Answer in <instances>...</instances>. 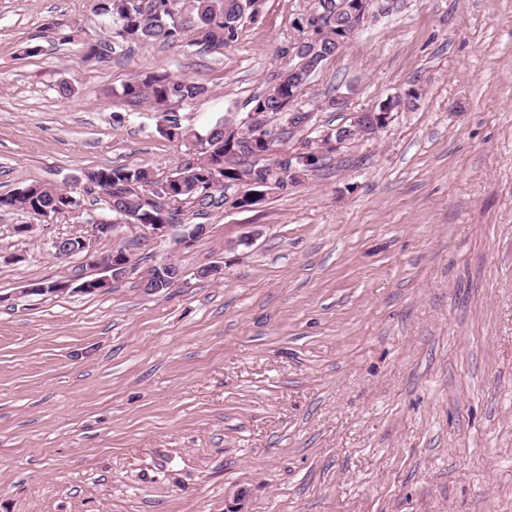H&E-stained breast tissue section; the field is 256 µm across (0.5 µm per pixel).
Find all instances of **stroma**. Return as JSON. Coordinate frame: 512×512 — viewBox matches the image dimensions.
Listing matches in <instances>:
<instances>
[{"label": "stroma", "instance_id": "obj_1", "mask_svg": "<svg viewBox=\"0 0 512 512\" xmlns=\"http://www.w3.org/2000/svg\"><path fill=\"white\" fill-rule=\"evenodd\" d=\"M310 7L257 0L225 49L88 61L108 34L89 0H0V195L76 200L0 211V512H512V0H372L280 147L413 89L414 106L255 208L183 205L206 234L133 250L104 291H32L95 275L57 239L104 256L134 237L96 235L110 212L84 170L163 178L196 156L123 84H205L170 106L201 133L243 119ZM164 262L182 280L144 292ZM26 188L28 192H22ZM66 207L72 206L57 195V190L40 184L29 185L16 193L0 196V210L34 214L49 210L52 215L64 211Z\"/></svg>", "mask_w": 512, "mask_h": 512}]
</instances>
